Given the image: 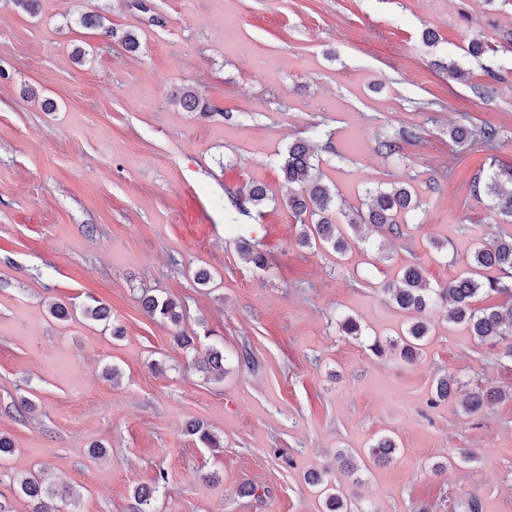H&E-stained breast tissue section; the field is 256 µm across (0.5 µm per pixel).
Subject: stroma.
Masks as SVG:
<instances>
[{
    "instance_id": "1",
    "label": "stroma",
    "mask_w": 512,
    "mask_h": 512,
    "mask_svg": "<svg viewBox=\"0 0 512 512\" xmlns=\"http://www.w3.org/2000/svg\"><path fill=\"white\" fill-rule=\"evenodd\" d=\"M0 0V432L7 466L41 471L80 495L60 512H136V488L167 481L154 512H325L305 480L327 471L353 512H512V400L480 414L432 407L452 374L512 390V358L438 321L415 362L371 353L410 316L385 297L400 267L445 285L500 219L470 191L490 164L512 166V0ZM103 16L100 28L79 13ZM439 42L426 47L425 30ZM134 33L136 51L121 41ZM482 34L493 49L465 48ZM83 60H75V49ZM454 59L460 83L435 68ZM491 91L477 97L475 84ZM190 87L213 111L173 102ZM495 125L497 145L462 152L448 129ZM418 137L402 141V130ZM320 155L331 190L360 207L367 190L409 183L420 203L394 236L372 228L336 257L301 246L279 166L297 138ZM399 141L398 155L381 151ZM263 184L262 212L227 206ZM447 242L436 252L431 240ZM250 244L265 268L245 263ZM211 280L199 284L198 269ZM170 297L181 326L149 317L142 292ZM66 304L69 320L49 313ZM102 303L109 323L87 320ZM357 319L364 337L342 335ZM125 334L113 338V325ZM195 336L179 347L177 331ZM231 361L206 380L207 348ZM249 348L253 369L232 358ZM117 379H107L109 367ZM30 399L34 413L5 409ZM203 423L213 452L186 432ZM394 436L391 462L368 448ZM103 444L104 457L90 456ZM479 454L475 463L461 450ZM358 456L341 470L338 451ZM456 463H449V456ZM445 470H438V463ZM255 495H245V488Z\"/></svg>"
}]
</instances>
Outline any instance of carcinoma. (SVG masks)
Segmentation results:
<instances>
[{
	"label": "carcinoma",
	"mask_w": 512,
	"mask_h": 512,
	"mask_svg": "<svg viewBox=\"0 0 512 512\" xmlns=\"http://www.w3.org/2000/svg\"><path fill=\"white\" fill-rule=\"evenodd\" d=\"M174 102L188 112H209L207 103L191 88L185 89ZM499 136V129L492 124H485L476 130L458 125L448 131V138L462 151L491 147ZM322 150L323 147L307 140H295L288 146L280 166L283 180L293 187L292 194L288 196V210L304 225L300 244L328 249L341 256L350 246L348 231L355 232L364 224L379 227L390 234H400V215L419 207L409 185L397 183L389 189L378 187L369 191L367 210L358 209L352 214L348 213L344 210V204L323 182L318 166V153ZM471 190L476 197H488L502 223L512 225V166L496 169L483 182L473 181ZM228 200L236 210L246 212L251 208H264L270 197L265 187L255 183L247 195L231 192ZM385 293L390 303L412 315L411 322L392 343V346L399 347L403 360L412 362L423 352L435 328L431 313L442 304L446 306L444 320L448 324L464 327L480 342L507 343L505 353L512 357L511 231L501 228L491 240L476 244L465 260L464 272L442 287L431 285L419 265L409 264L398 271L397 283L386 288ZM493 294H507L509 300L498 305H480L482 298ZM141 304L149 316L163 319L174 326L180 325L183 320L181 306L172 299L145 295L141 298ZM198 368L210 379L224 380L223 352L214 347L207 349ZM460 394L464 395L461 407L466 415L476 414L486 405L512 398L511 391L485 390L472 381L446 375L437 380L429 404L436 406ZM188 433L196 436L207 448L223 447L220 440L199 423L189 425ZM397 449L395 439L384 435L372 446L370 455L380 460H390ZM6 476L17 491L33 503L31 512H58L55 500L70 495L68 491L58 492L32 473L10 476L0 471V482ZM166 479L165 473L161 472L154 486H142L135 490L138 512H153L152 501ZM308 481L320 487L325 512H353L348 507L347 499L325 474L313 472L309 474Z\"/></svg>",
	"instance_id": "obj_1"
}]
</instances>
